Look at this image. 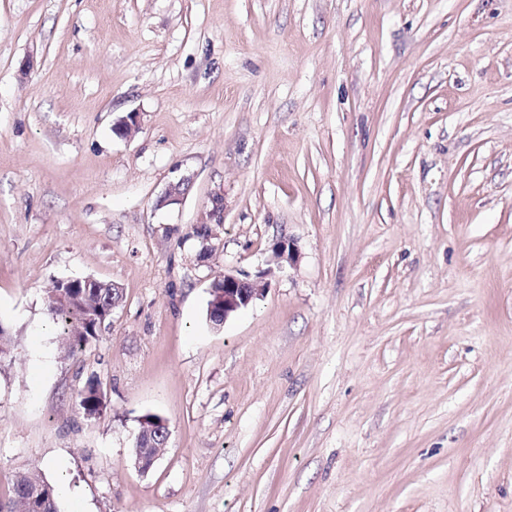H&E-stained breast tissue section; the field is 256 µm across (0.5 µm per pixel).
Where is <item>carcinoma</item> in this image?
I'll list each match as a JSON object with an SVG mask.
<instances>
[{
	"label": "carcinoma",
	"mask_w": 512,
	"mask_h": 512,
	"mask_svg": "<svg viewBox=\"0 0 512 512\" xmlns=\"http://www.w3.org/2000/svg\"><path fill=\"white\" fill-rule=\"evenodd\" d=\"M80 292L79 288L68 291L73 300L66 304L51 295L47 304L48 314L60 324L61 335L65 336L72 351L80 349L98 335L101 325L112 315V299H121L118 289L102 281L96 289V304L85 307L78 303L74 297ZM77 407L87 418H93L102 412L105 396L99 383L91 381L87 384L78 395ZM33 488L42 490L41 499L33 500L29 497V490ZM16 506L20 512H59L56 489L39 472L24 476L13 484L9 502H0V512H15Z\"/></svg>",
	"instance_id": "1"
}]
</instances>
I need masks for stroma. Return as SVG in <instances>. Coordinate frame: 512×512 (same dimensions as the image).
I'll return each instance as SVG.
<instances>
[{
    "instance_id": "obj_1",
    "label": "stroma",
    "mask_w": 512,
    "mask_h": 512,
    "mask_svg": "<svg viewBox=\"0 0 512 512\" xmlns=\"http://www.w3.org/2000/svg\"><path fill=\"white\" fill-rule=\"evenodd\" d=\"M88 277L123 301L69 356L48 295ZM0 325L1 500L512 512V0H0ZM272 273V268L260 271L253 280L241 279L232 274H224L222 280L215 282L210 294L213 297L211 311L217 325L229 316L247 307L264 291L267 282L263 280ZM77 407L87 418H93L102 412L105 407V396L102 394L98 382L90 381L79 393ZM143 417L145 419L161 418L154 414H146ZM144 418L139 420V430L135 442V457L140 461L141 464H143V469L147 470L153 464V462H151L152 455L154 453L153 448H166L170 433L167 423L164 420H161L157 423V425L160 426V429L157 430L153 435L148 434L145 448L136 447L138 440H142L144 427L146 426V420ZM40 488L43 496L39 500L29 497V490ZM14 506L20 512H59L55 487L47 482L41 473L34 472L17 480L12 486V496L8 503L0 500V512H15Z\"/></svg>"
}]
</instances>
